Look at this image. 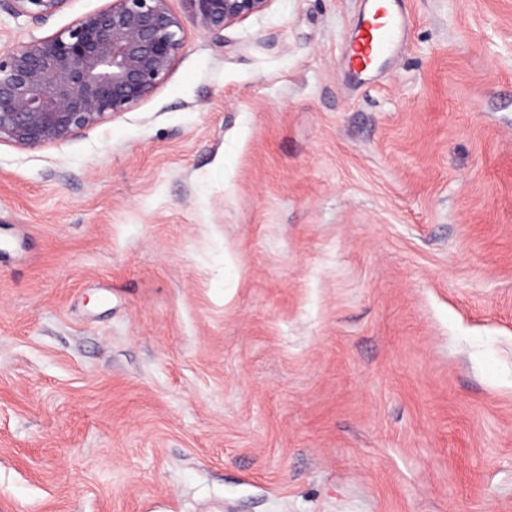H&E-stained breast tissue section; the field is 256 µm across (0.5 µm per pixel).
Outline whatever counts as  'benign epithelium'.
<instances>
[{
  "label": "benign epithelium",
  "instance_id": "obj_1",
  "mask_svg": "<svg viewBox=\"0 0 512 512\" xmlns=\"http://www.w3.org/2000/svg\"><path fill=\"white\" fill-rule=\"evenodd\" d=\"M43 23L67 0H8ZM201 30L213 32L266 10L272 0H188ZM184 34L168 0H111L70 27L24 41L0 56V144L35 150L151 97L168 77Z\"/></svg>",
  "mask_w": 512,
  "mask_h": 512
}]
</instances>
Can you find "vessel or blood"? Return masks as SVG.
I'll return each mask as SVG.
<instances>
[{"label": "vessel or blood", "instance_id": "obj_1", "mask_svg": "<svg viewBox=\"0 0 512 512\" xmlns=\"http://www.w3.org/2000/svg\"><path fill=\"white\" fill-rule=\"evenodd\" d=\"M368 7L348 41V74L358 79L381 68L405 27L396 0H367Z\"/></svg>", "mask_w": 512, "mask_h": 512}]
</instances>
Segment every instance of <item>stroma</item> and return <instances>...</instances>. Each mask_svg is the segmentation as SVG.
<instances>
[{"instance_id": "1", "label": "stroma", "mask_w": 512, "mask_h": 512, "mask_svg": "<svg viewBox=\"0 0 512 512\" xmlns=\"http://www.w3.org/2000/svg\"><path fill=\"white\" fill-rule=\"evenodd\" d=\"M48 23L0 0V54ZM0 144V512H512V0H271ZM366 1L367 10L348 41V74L352 79L381 68L405 27V18L396 5L398 0Z\"/></svg>"}]
</instances>
